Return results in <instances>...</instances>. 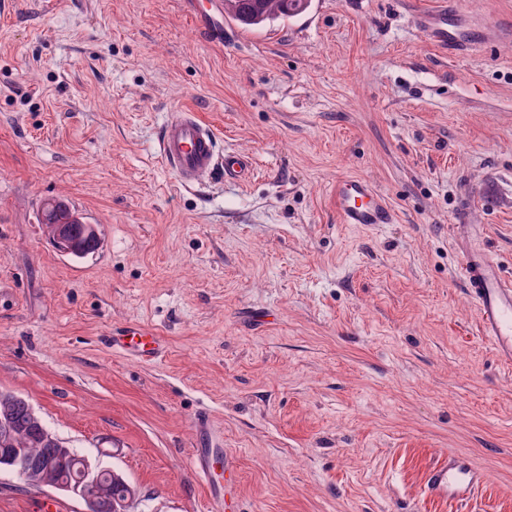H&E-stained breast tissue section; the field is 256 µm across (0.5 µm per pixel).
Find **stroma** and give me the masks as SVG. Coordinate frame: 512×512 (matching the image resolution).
Masks as SVG:
<instances>
[{
	"label": "stroma",
	"instance_id": "stroma-1",
	"mask_svg": "<svg viewBox=\"0 0 512 512\" xmlns=\"http://www.w3.org/2000/svg\"><path fill=\"white\" fill-rule=\"evenodd\" d=\"M449 9L470 43L432 44ZM199 31L184 0H0V390L138 491L135 512H512V365L459 276L470 227L512 274V0H313L265 30ZM187 107L255 177L182 189ZM394 221L341 223L337 180ZM97 225L60 252L40 207ZM153 329L163 357L113 346ZM212 451L211 484L193 449ZM463 453L491 481L419 499ZM0 512H85L0 470Z\"/></svg>",
	"mask_w": 512,
	"mask_h": 512
}]
</instances>
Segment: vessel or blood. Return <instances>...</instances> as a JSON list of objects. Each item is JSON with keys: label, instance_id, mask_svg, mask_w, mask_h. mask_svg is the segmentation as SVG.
I'll return each mask as SVG.
<instances>
[{"label": "vessel or blood", "instance_id": "obj_1", "mask_svg": "<svg viewBox=\"0 0 512 512\" xmlns=\"http://www.w3.org/2000/svg\"><path fill=\"white\" fill-rule=\"evenodd\" d=\"M421 30L435 42L452 46L464 41L466 33L449 18L447 10L417 16ZM157 153L162 164L184 188L199 187L216 170L225 181L245 185L255 175L251 158L240 152L220 153L213 129L196 113L170 109L161 128ZM336 211L342 223L388 224L392 211L385 196L367 179L346 177L335 187ZM461 274L468 294L478 305L481 332L491 342L497 357L512 364V277L506 276L488 252L466 244ZM122 347L146 357L157 356L160 340L145 326L129 325L118 333ZM489 483L488 474L462 454L450 455L423 473L420 494L427 503L458 505L470 502Z\"/></svg>", "mask_w": 512, "mask_h": 512}]
</instances>
